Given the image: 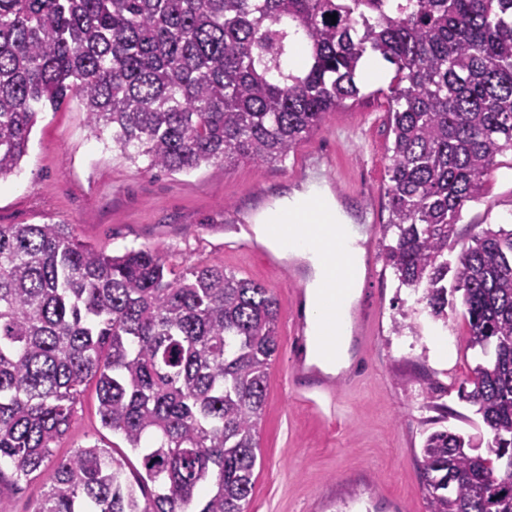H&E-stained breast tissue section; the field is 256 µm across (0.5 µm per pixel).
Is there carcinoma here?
Instances as JSON below:
<instances>
[{"instance_id": "1", "label": "carcinoma", "mask_w": 512, "mask_h": 512, "mask_svg": "<svg viewBox=\"0 0 512 512\" xmlns=\"http://www.w3.org/2000/svg\"><path fill=\"white\" fill-rule=\"evenodd\" d=\"M369 50L395 66L389 267L436 320L461 293L482 355L465 399L488 455L432 431L430 512H512V228L474 235L448 284L461 211L512 150V0H0V181L38 114L72 98L150 169L281 161L360 96ZM279 313L219 265L176 274L158 247L112 255L67 224H0V465L52 466L37 512H247ZM89 385L133 479L96 445L54 458Z\"/></svg>"}]
</instances>
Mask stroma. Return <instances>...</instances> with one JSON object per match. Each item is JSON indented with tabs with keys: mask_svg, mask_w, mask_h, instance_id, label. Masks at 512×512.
I'll return each mask as SVG.
<instances>
[{
	"mask_svg": "<svg viewBox=\"0 0 512 512\" xmlns=\"http://www.w3.org/2000/svg\"><path fill=\"white\" fill-rule=\"evenodd\" d=\"M383 63L378 81L332 111L324 124L278 163H216L189 173L148 169L112 149L109 135L94 137L77 100L39 113L19 174L0 181V224H67L75 236L109 254L158 247L174 271L219 264L255 280L281 304L280 348L270 368L259 432L260 456L248 512H303L325 498V512H429L420 478L426 435L447 429L487 442L489 435L460 388L480 360L468 346L462 305L447 322L421 310L418 295L399 288L382 245L375 274L360 281L358 307L376 315L375 336L352 347L358 382L331 399L290 390L284 377L295 362L289 325L296 284L259 248L226 243L225 228L257 217L311 182L329 190L354 224L382 226L388 218L385 183L392 142L389 84ZM489 224H512V151L498 156L479 200L467 203L457 224L459 245ZM413 316L420 333L394 332ZM449 343L447 361L434 358L433 338ZM124 449L121 436L102 427L93 390L77 400L70 429L55 450L66 457L91 444ZM47 476L0 481L11 512H36Z\"/></svg>",
	"mask_w": 512,
	"mask_h": 512,
	"instance_id": "stroma-1",
	"label": "stroma"
}]
</instances>
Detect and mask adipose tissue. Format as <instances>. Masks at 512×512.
Here are the masks:
<instances>
[{
  "instance_id": "adipose-tissue-1",
  "label": "adipose tissue",
  "mask_w": 512,
  "mask_h": 512,
  "mask_svg": "<svg viewBox=\"0 0 512 512\" xmlns=\"http://www.w3.org/2000/svg\"><path fill=\"white\" fill-rule=\"evenodd\" d=\"M344 221L332 197L314 184L268 209L254 227L258 239L268 247L286 256L304 258L309 265L306 313L316 323H327L333 342L327 346L321 339H314L306 350V361L326 372L348 366L351 345L350 334L342 330L333 296L339 293L351 302L359 296L351 281L340 283L332 278L334 267L349 263L355 253L353 243L362 237L356 230L351 241L340 242L335 227Z\"/></svg>"
}]
</instances>
